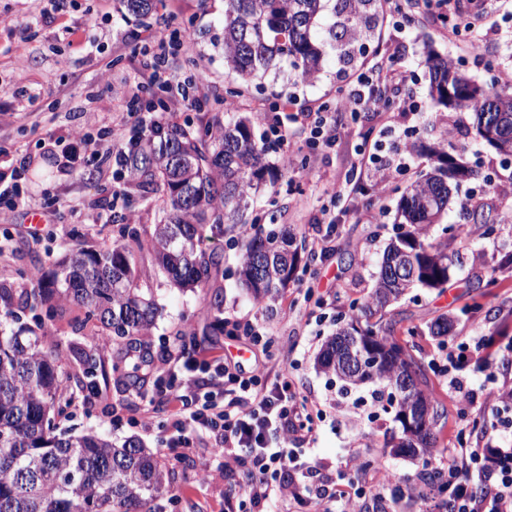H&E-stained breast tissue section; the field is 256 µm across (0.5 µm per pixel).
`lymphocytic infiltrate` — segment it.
I'll use <instances>...</instances> for the list:
<instances>
[{
    "label": "lymphocytic infiltrate",
    "instance_id": "f902f5d3",
    "mask_svg": "<svg viewBox=\"0 0 512 512\" xmlns=\"http://www.w3.org/2000/svg\"><path fill=\"white\" fill-rule=\"evenodd\" d=\"M190 44L187 31L175 29L138 50L141 72L158 82L174 113L206 99L199 85L165 72L169 55L188 51ZM401 78L393 68L360 73L347 89L342 111H385L383 92ZM167 376V389L179 405L170 447L191 453L206 450L201 471L208 478L222 469L247 466V480L231 495L240 512L272 502L320 506V490L299 478L304 461L280 443L282 436L297 433L314 438L318 430L307 399L294 391L288 371L270 377L263 361L246 367L221 356L202 363L172 359ZM431 464L442 473L447 496L426 493L388 471L382 472L378 487H401L404 498L430 503L431 512H512V448L462 445L448 459L435 458Z\"/></svg>",
    "mask_w": 512,
    "mask_h": 512
}]
</instances>
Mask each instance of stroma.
<instances>
[{
  "label": "stroma",
  "instance_id": "1",
  "mask_svg": "<svg viewBox=\"0 0 512 512\" xmlns=\"http://www.w3.org/2000/svg\"><path fill=\"white\" fill-rule=\"evenodd\" d=\"M410 3L383 0L379 26L371 37L356 42L353 64L340 63L330 50L312 82L295 86L281 79L261 89H238L237 111L254 117V132L265 142L267 160L284 172L273 188L254 197L245 219L264 230H287L297 240L309 241L322 209H331L338 219V236L331 241L329 257L300 258L292 281L273 303L256 302L238 288L242 241L233 234L214 242L224 257L223 273L214 287L182 291L158 270L150 280L161 310L149 338L155 369H162L166 360L180 353L175 333L184 326L196 331L193 355L202 360L237 356L249 349L242 337L209 332L215 316L270 324L271 371L291 366L294 390L324 417L314 440L298 435L287 445L321 461L311 480L328 488L338 479L352 489L361 486L356 469L346 465L355 452L375 457L379 465L409 480H419L423 471L421 462L385 448L384 437L393 422L376 399L381 392L377 384L344 388L315 364L325 340L336 330L338 315L349 312L352 301H364L371 294L383 252L395 234L401 193L426 167L423 158L409 155L407 169L394 174L385 191L361 177L350 198L333 199V192L352 177L353 165L367 146L380 145L387 155L401 152L407 142L441 138L450 153L461 156L477 172L475 179L460 185L442 224L434 225L429 235L438 239L443 226L467 223L460 205L474 196L490 216L492 233L472 227L468 238L456 244L459 255L448 284L412 289L390 306L388 317L396 323L397 340L425 365L432 387L448 409L439 452L449 453L462 440L476 444L492 430L497 431L502 447L512 446V426H497L486 400L482 361L470 358L459 371L465 388L475 394L473 405L461 406L430 366L440 340L425 330L437 316L451 315L455 324L450 339L468 342L485 337L490 352L498 356L500 382L512 385V359L498 353L512 339V165L477 136L473 112L430 101L425 64L426 52L432 49L447 55L479 84L499 85L503 71H512V0H483L488 36L478 55L461 54L440 19V5L418 13ZM65 25L77 27V34L63 37ZM23 28L28 29L30 40L21 47L15 34ZM175 28L188 31L192 51L171 57L170 72L182 78L199 77L210 90L201 110L180 112L178 120L197 123L223 116L227 92L237 89L234 77L224 71V0H159L156 12L144 19L125 15L119 0H73L62 17L51 12L47 0H0V174H10L21 157L30 159L19 205L0 223V281L19 282L24 273L51 276L72 245V230H79L88 249L112 243L119 235L118 223L88 224L84 216L108 212L116 188L125 190L126 210L134 225L148 227L161 219L159 205L143 201L134 182L120 185L109 172L67 165L64 154L70 147L71 126L95 132L124 117L128 101L124 83L138 68L135 48L141 40L161 38ZM89 40L100 44L99 55H87ZM376 63L397 64L404 75L400 85L386 92L389 112L337 111L348 82ZM287 102L306 112L335 111V146L325 151L310 147L302 121L289 124L288 140L280 142L271 123ZM50 133L56 142L47 149L42 140ZM45 206L58 209V219L40 238H30L28 218ZM490 273L496 277L495 284L479 286V278ZM217 294L223 298L218 311L211 307ZM78 314L75 307L51 319L41 309L17 312L20 325L34 329L46 347L59 351L61 371L68 376L80 372L67 356L69 343L90 344L96 330L90 323L73 331L70 322ZM410 327L418 328V335L407 336ZM145 393V398L136 397L116 375L70 385L66 392L70 405L55 418V430L74 436L97 432L117 444L138 439L160 453L170 472L173 501L165 512H226L231 490L245 477V468L203 481L197 457H178L166 446L173 433V404L154 382H147Z\"/></svg>",
  "mask_w": 512,
  "mask_h": 512
}]
</instances>
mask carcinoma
<instances>
[{
	"mask_svg": "<svg viewBox=\"0 0 512 512\" xmlns=\"http://www.w3.org/2000/svg\"><path fill=\"white\" fill-rule=\"evenodd\" d=\"M136 17L152 13L153 0H121ZM224 0V66L241 83L264 87L273 70H288L301 82L322 69L323 45L344 62L352 61L355 39L375 30L378 0ZM428 96L470 109L476 124L495 116L512 134V84L488 89L434 52L427 54ZM429 170L408 184L397 205L396 232L376 275L372 294L351 303L360 312L348 322L336 319L316 363L349 387L377 382L399 432L386 446L394 455L425 459L437 449L438 426L447 419L443 400L430 387L419 362L394 336L386 309L413 288H442L450 280L455 251L451 244L467 234L464 224L450 227L446 240H429L428 230L448 210V176L455 155L440 141L420 145ZM142 198L159 202L163 218L147 233L124 225L120 239L99 250L75 243L57 262L53 276L18 284L0 282V512H164L169 471L158 453L128 439L121 445L95 433L56 435L52 417L64 414L66 390L55 351L32 330L9 327L14 306L33 303L50 312L64 305L86 310L96 321L94 343L69 347L86 377L146 379L149 360L135 364L125 356L106 368L101 351L131 336L147 337L158 306L146 287L148 264L157 265L179 288L211 286L221 272L222 256L206 243L224 233L243 234L250 199L278 178L266 162V147L245 117L216 120L197 129L172 121L157 142L145 144L132 164ZM245 235V234H243ZM239 285L256 302L275 300L288 287L299 254L284 253L288 233L260 227L245 235ZM408 268L405 287H393L389 270ZM365 318L360 323L359 317ZM373 351L380 363L360 375L341 376L336 360L350 351Z\"/></svg>",
	"mask_w": 512,
	"mask_h": 512,
	"instance_id": "cac0c4a2",
	"label": "carcinoma"
}]
</instances>
